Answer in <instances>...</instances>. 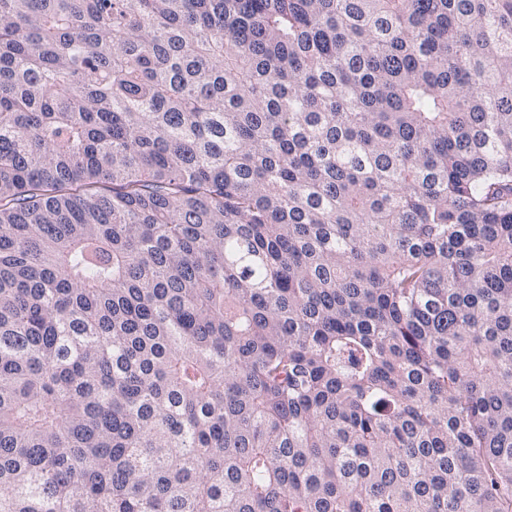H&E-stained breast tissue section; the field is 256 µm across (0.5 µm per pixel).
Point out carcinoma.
<instances>
[{"label":"carcinoma","mask_w":512,"mask_h":512,"mask_svg":"<svg viewBox=\"0 0 512 512\" xmlns=\"http://www.w3.org/2000/svg\"><path fill=\"white\" fill-rule=\"evenodd\" d=\"M0 512H512V0H0Z\"/></svg>","instance_id":"obj_1"}]
</instances>
